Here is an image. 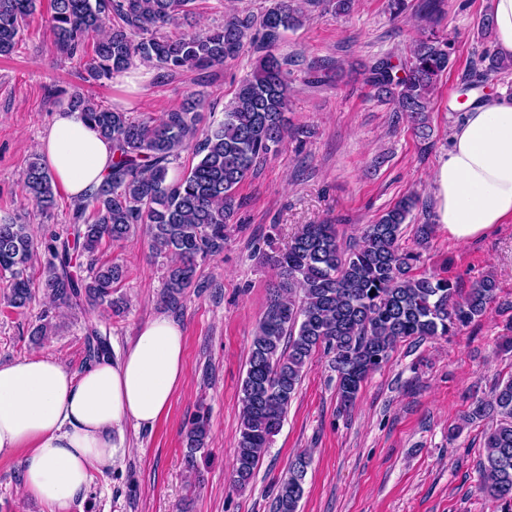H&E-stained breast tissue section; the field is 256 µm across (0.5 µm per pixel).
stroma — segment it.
Returning a JSON list of instances; mask_svg holds the SVG:
<instances>
[{"mask_svg": "<svg viewBox=\"0 0 512 512\" xmlns=\"http://www.w3.org/2000/svg\"><path fill=\"white\" fill-rule=\"evenodd\" d=\"M491 0H444L440 33L456 50V63L433 97L432 147L422 151L406 124H394L387 105L374 99L360 65L402 55L420 33L421 0H408L403 21L389 18L388 0H357L351 14L336 16L333 0H305L302 26L286 31L278 45L293 88L288 122L304 127V142L285 140L258 172L243 181V206L230 228L223 255L201 262L198 284L178 310L160 302L166 260L153 254L145 234L120 245L101 246L98 261L125 269L118 291L130 301L126 314L107 319L113 357H121L137 330L156 315L171 313L185 336V378L155 427L124 429L125 451L111 472L94 475L69 512H272L273 489L289 463L309 452L299 512H502L478 491L477 464L484 424L462 425L474 400L489 397L497 380L512 375V352L496 343L512 314L491 310L457 335L400 343L389 361L363 384L355 405L340 412L336 375L323 355H314L288 408L280 432L250 484L232 482V458L241 423V385L257 322L266 307L277 269L269 257L284 247L298 225L335 220L345 239L358 237L401 196L421 200L412 228L401 240L415 250L414 225L433 209L431 176L448 149V135L463 115L449 110L456 87L471 77L493 36L481 20ZM270 0H194L193 14L167 28L170 37L223 25L234 15L260 14ZM50 0H40L15 52L0 57V218L31 225L38 240L71 231L72 198L58 191L50 211L25 199L22 177L38 158L37 145L54 112L72 94L101 107L139 118H160L202 101V125L221 121L224 105L258 54L207 71L162 75L148 67L138 85L129 78L88 80L80 55L61 50L50 30ZM342 71L340 79L311 83L312 67ZM48 259L39 252L29 275L36 296L17 311L3 299L8 281L0 277V362L45 351L70 370L85 365L86 317L65 312L42 346L29 341L46 309L39 291ZM420 270L437 271L467 286L492 275L501 300H512V222L487 236L457 243L435 228ZM210 412L208 457L198 473L183 461V431L198 407ZM463 430L449 439L455 425ZM0 512H47L20 487V460L0 458Z\"/></svg>", "mask_w": 512, "mask_h": 512, "instance_id": "obj_1", "label": "stroma"}]
</instances>
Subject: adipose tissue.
<instances>
[{
	"label": "adipose tissue",
	"instance_id": "ef3b65f1",
	"mask_svg": "<svg viewBox=\"0 0 512 512\" xmlns=\"http://www.w3.org/2000/svg\"><path fill=\"white\" fill-rule=\"evenodd\" d=\"M37 150L72 198L99 184L112 142L81 112L60 109ZM436 224L455 241L512 219V97H484L453 128L432 174ZM185 377L184 335L172 318L143 324L119 360L68 369L49 354L0 362V456L21 457L23 493L69 512L93 474L110 471L125 426L152 429Z\"/></svg>",
	"mask_w": 512,
	"mask_h": 512
}]
</instances>
